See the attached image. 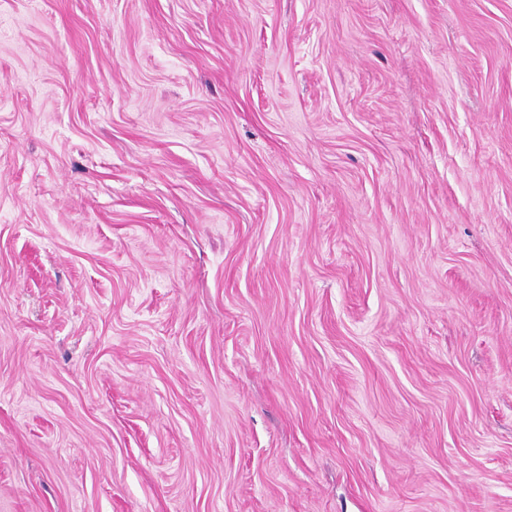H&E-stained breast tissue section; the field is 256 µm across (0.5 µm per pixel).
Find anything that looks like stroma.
Listing matches in <instances>:
<instances>
[{"mask_svg": "<svg viewBox=\"0 0 512 512\" xmlns=\"http://www.w3.org/2000/svg\"><path fill=\"white\" fill-rule=\"evenodd\" d=\"M0 512H512V0H0Z\"/></svg>", "mask_w": 512, "mask_h": 512, "instance_id": "stroma-1", "label": "stroma"}]
</instances>
